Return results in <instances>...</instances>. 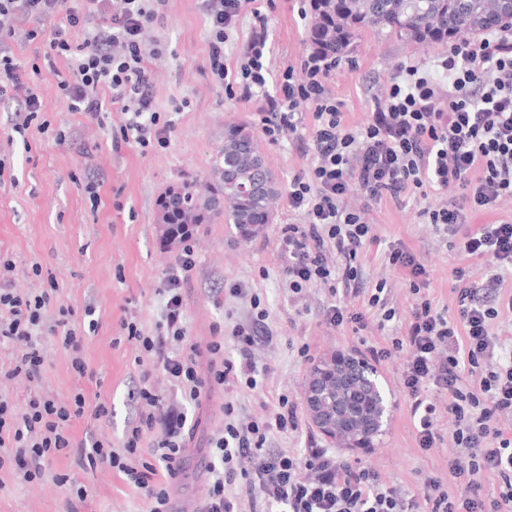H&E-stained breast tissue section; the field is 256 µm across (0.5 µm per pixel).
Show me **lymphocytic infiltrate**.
I'll list each match as a JSON object with an SVG mask.
<instances>
[{
  "mask_svg": "<svg viewBox=\"0 0 512 512\" xmlns=\"http://www.w3.org/2000/svg\"><path fill=\"white\" fill-rule=\"evenodd\" d=\"M110 2L87 0V8L79 10L65 0H0V39L15 34L20 16L64 13L65 27L52 32L48 43L51 53L68 65L58 87L70 111L93 120L102 119L112 107L121 112L113 148L166 145L173 124L154 105L148 67L163 47L143 40L165 0H118L115 8ZM205 2L209 65L216 81L232 89L237 99L255 103L254 118L270 142L304 125L311 132L299 144L310 163L288 184V206L303 221L282 225L279 236L283 272L293 293L319 283L356 282L357 258L373 237L366 211L339 206L352 188L371 200L387 197L397 203L427 184L452 192L448 205L423 210L425 222L452 239L471 265L491 264L494 274L480 283L472 279L469 267L455 269L457 317L451 320L423 293L426 269L406 248H393L391 264L406 272L420 297L405 336L393 338L391 346L371 348L370 355L380 361L393 350H412L401 384L418 418L421 450L433 448L437 426V408L424 392L432 385L448 394V425L459 449L448 470L460 491L449 494L440 480H432L427 512H512V432L499 425L501 415L512 414V337L493 330L500 315L512 313V294L501 291L504 272H512V219L476 227L470 223L473 215L495 212L502 198L512 197V23L485 32L477 41L449 39L432 64L397 66L367 120L352 126L328 87L338 64L335 54L312 49L285 67L275 85H268L266 14L250 0ZM246 16L251 19L250 36L231 71L224 47ZM72 29L83 31V41L69 38ZM8 95L17 98L23 114L13 130L24 134L37 120L41 102L25 85L20 65L0 49V98ZM330 250L343 258V265H328L325 254ZM196 265L193 230L187 227L159 290L163 307L155 335H143L135 322L123 324L128 339L162 364L187 403L224 384L256 387L252 348L266 316L261 310L250 322L233 326L238 360L225 359L223 337H213L203 349L190 343L182 285ZM56 294L53 287L31 295L0 284V344L17 349L5 378H40L46 331L71 351L74 372L87 376L72 310L59 307L55 323L43 324V313ZM204 352L211 365L203 373L197 359ZM141 379L132 394L137 422L118 450L98 442L85 446L70 433L72 421L85 411L97 418L108 416L105 404L87 409L80 393L68 405L34 396L20 410L0 394V468L34 481L43 476L49 455L70 453L80 468L105 464L123 474L143 492L149 512H174L170 485L182 471L194 430L186 413L166 405L150 385L149 373ZM298 425L297 405L285 396L262 422H242L234 404L225 402L224 428L210 441L205 466L210 493L201 512H243L244 505L260 501L281 512H417V504L387 486L378 472L339 460L326 448L308 449L303 459L271 456L251 469L272 432L293 431ZM303 464L312 471L304 482L296 477ZM487 472L499 479L497 491L489 495L483 494L481 483ZM240 479L245 482L241 494L230 493Z\"/></svg>",
  "mask_w": 512,
  "mask_h": 512,
  "instance_id": "lymphocytic-infiltrate-1",
  "label": "lymphocytic infiltrate"
}]
</instances>
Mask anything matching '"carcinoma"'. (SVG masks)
Instances as JSON below:
<instances>
[{"label":"carcinoma","mask_w":512,"mask_h":512,"mask_svg":"<svg viewBox=\"0 0 512 512\" xmlns=\"http://www.w3.org/2000/svg\"><path fill=\"white\" fill-rule=\"evenodd\" d=\"M314 8L311 40L338 56L345 55L365 29L387 31L411 43L438 44L450 37L477 36L512 19L509 5L499 7L494 0H314ZM229 166L237 170L231 181L224 179V168ZM214 173L219 176L224 209L202 201L192 184L183 185L175 210L159 212V223L168 238L176 239L174 229L181 224L222 219L248 239L272 222L277 184L247 126H234L224 134V150L216 156ZM352 359V354L338 351L322 358L310 377L331 375ZM357 371L352 384L336 391V403L341 405L340 426L355 429L347 441L351 447L373 448L383 433L385 398L377 383V371L370 364L359 363Z\"/></svg>","instance_id":"carcinoma-1"}]
</instances>
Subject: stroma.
I'll return each instance as SVG.
<instances>
[{
    "mask_svg": "<svg viewBox=\"0 0 512 512\" xmlns=\"http://www.w3.org/2000/svg\"><path fill=\"white\" fill-rule=\"evenodd\" d=\"M301 0H262L268 16L271 51L265 65L279 75L310 49L311 24L302 19ZM63 22L61 15L41 20L27 19L17 25L12 38L0 42L31 78L42 102L41 119L46 129L31 126L26 135L13 130L16 102L0 101V160L13 170L15 181L0 182V256L11 258L14 269L10 284L20 292L37 294L55 284L59 305L72 308L73 323L82 337V353L93 379H82L71 368V354L53 337L43 342V366L39 380L20 377L0 380V393L24 407L35 395L70 404L76 393H84L88 405L106 404L108 417L91 414L74 421L71 431L78 440H99L120 448L124 434L136 418L131 393L140 383L142 370H150V383L168 403H179L180 394L162 367L128 340L123 320L137 323L143 335L155 332L163 299V278L173 263L177 246L168 245L158 224L159 202L172 187L197 183L208 187L210 197L219 192L211 175L217 152L224 146V131L234 124L252 125V104L230 97L209 68L207 35L209 18L202 0H166L161 22L146 34L147 42L164 47L150 66L155 105L173 121L166 147L140 150L135 146L113 149L119 133V112H107L97 123L72 112L61 95L57 76L66 72L60 58L47 59V39ZM36 39H28L29 30ZM437 46H418L387 33L363 31L342 58L329 86L350 124L366 120L374 106L373 89L384 83L395 65L431 59ZM259 147L278 183L271 224L257 236L241 238L234 225L217 220L199 225L194 239L198 262L183 287L188 333L193 342L207 344L223 332L224 355L236 356L230 334L238 323L248 322L259 299L265 310L269 337L258 338L254 348L259 370L258 385L217 387L199 404L188 406L187 417L195 426V437L186 450L185 470L172 485L176 512H200L209 493L202 467L208 441L224 426V404L233 402L237 417L248 422L269 417L279 396L297 403L299 428L271 435L270 453L302 456L305 448H330L338 459L361 462L380 473L383 480L399 488L417 504H424L430 480H441L449 493H457L456 480L448 471L449 458L458 448L448 426V397L436 388L426 396L440 413L436 443L421 451L417 440L412 401L403 391L401 379L411 358L410 350H396L378 363L390 410V421L380 443L373 448L348 449L329 445L313 427L305 403V390L313 360L341 350L363 357L373 345H384L405 334L415 296L405 272L389 262L392 246L403 245L422 264L429 280L428 294L437 308L456 314L453 271L464 266L457 248L433 225L425 223L422 209L448 203L447 192L435 187L414 190L404 204L391 199L367 202L360 191H350L341 201L346 209H368L375 243L357 260L361 293L344 284L328 288L317 284L293 294L282 269L278 240L285 224L300 223L301 217L288 206L286 192L293 176L309 159L295 141L273 144L260 139ZM99 180V205H91L84 186ZM41 275H34L33 266ZM395 312L382 322L379 309L368 300L377 285ZM243 286L246 297L235 296L234 286ZM344 306L364 315L362 330L351 325L335 327L327 315L332 306ZM93 316H86V307ZM309 345L312 361L298 354ZM67 474L71 483L59 484ZM88 496L79 512H147L140 490L112 468H79L73 457L49 456L42 479L27 482L12 470L0 469V512H67L77 487Z\"/></svg>",
    "mask_w": 512,
    "mask_h": 512,
    "instance_id": "stroma-1",
    "label": "stroma"
}]
</instances>
